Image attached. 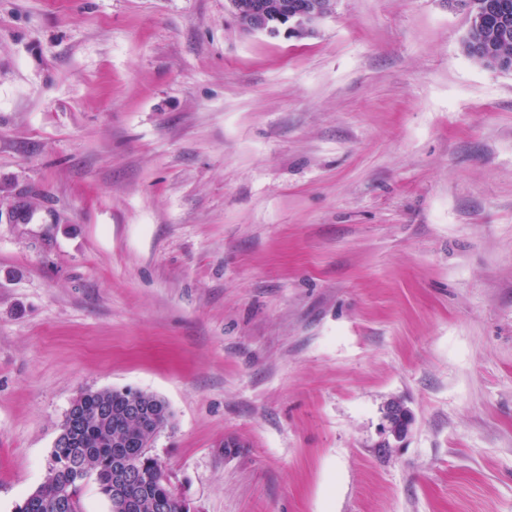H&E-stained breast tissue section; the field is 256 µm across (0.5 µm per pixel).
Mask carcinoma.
<instances>
[{
	"label": "carcinoma",
	"mask_w": 512,
	"mask_h": 512,
	"mask_svg": "<svg viewBox=\"0 0 512 512\" xmlns=\"http://www.w3.org/2000/svg\"><path fill=\"white\" fill-rule=\"evenodd\" d=\"M88 398L82 409L80 424L69 430L67 443L55 445L44 481L30 494L20 512H54L50 502L62 484H70L75 510L82 512L80 491L82 482L72 478L70 465L84 462L89 465L88 475L111 505V512H156L158 499L166 502V512H182L180 502L172 498L166 485L159 479L160 464L144 455L145 446L170 418L166 403L159 397L132 388L87 391ZM155 417L153 433L141 435L139 425L124 419L131 397ZM142 456L133 496L126 497L118 469L124 459Z\"/></svg>",
	"instance_id": "cac0c4a2"
}]
</instances>
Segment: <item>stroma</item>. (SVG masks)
I'll use <instances>...</instances> for the list:
<instances>
[{"mask_svg": "<svg viewBox=\"0 0 512 512\" xmlns=\"http://www.w3.org/2000/svg\"><path fill=\"white\" fill-rule=\"evenodd\" d=\"M467 28L0 0V512L124 387L192 512H512V71Z\"/></svg>", "mask_w": 512, "mask_h": 512, "instance_id": "1", "label": "stroma"}]
</instances>
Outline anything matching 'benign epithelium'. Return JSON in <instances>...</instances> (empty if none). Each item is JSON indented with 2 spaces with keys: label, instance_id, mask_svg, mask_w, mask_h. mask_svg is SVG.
Wrapping results in <instances>:
<instances>
[{
  "label": "benign epithelium",
  "instance_id": "obj_1",
  "mask_svg": "<svg viewBox=\"0 0 512 512\" xmlns=\"http://www.w3.org/2000/svg\"><path fill=\"white\" fill-rule=\"evenodd\" d=\"M228 4L236 23L245 31L276 36L283 30L288 36L300 39L311 35L318 23L333 13L335 0H228ZM448 4L463 9L469 28L478 31L489 27L492 13L512 9V4L506 0H448ZM470 50L496 64V42L477 38ZM387 421L394 438L400 439L406 434L409 422L405 409L391 408Z\"/></svg>",
  "mask_w": 512,
  "mask_h": 512
}]
</instances>
